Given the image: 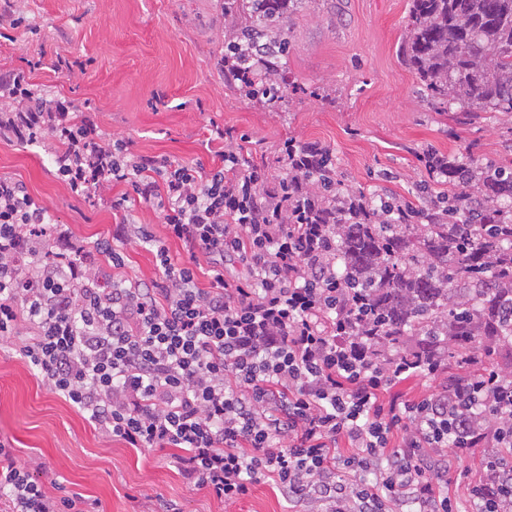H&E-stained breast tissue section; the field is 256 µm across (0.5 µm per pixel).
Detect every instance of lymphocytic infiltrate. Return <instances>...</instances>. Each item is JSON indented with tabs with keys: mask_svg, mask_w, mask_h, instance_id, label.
I'll use <instances>...</instances> for the list:
<instances>
[{
	"mask_svg": "<svg viewBox=\"0 0 512 512\" xmlns=\"http://www.w3.org/2000/svg\"><path fill=\"white\" fill-rule=\"evenodd\" d=\"M0 131L28 145L54 135L56 174L87 197L131 187L164 220L188 259L175 263L148 225L75 248L48 207L0 177V336L43 385L106 437L170 449L187 486L227 503L260 481L307 512H455L440 483L448 461L488 444L471 490L477 512H512L499 449L512 448V377L479 371L465 387L417 400H384L438 364L368 363L336 292V234L308 184L325 148L290 138V175L267 188L232 149L211 168L132 156L126 141L97 140L70 102L35 93L24 73L0 75ZM152 245V281L123 273L122 243ZM112 270V285L99 278ZM209 284L200 287L198 270ZM481 415H473V407ZM352 473L337 479V469ZM0 512H87L18 464L0 442Z\"/></svg>",
	"mask_w": 512,
	"mask_h": 512,
	"instance_id": "obj_1",
	"label": "lymphocytic infiltrate"
}]
</instances>
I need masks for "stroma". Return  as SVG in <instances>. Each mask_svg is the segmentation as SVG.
Segmentation results:
<instances>
[{
  "label": "stroma",
  "instance_id": "obj_1",
  "mask_svg": "<svg viewBox=\"0 0 512 512\" xmlns=\"http://www.w3.org/2000/svg\"><path fill=\"white\" fill-rule=\"evenodd\" d=\"M23 13L31 30L0 37V74L26 71L38 92L64 98L96 135L118 136L133 154L179 157L212 167L213 129L261 169L268 187L288 170L283 140L316 142L331 155L342 186L418 203L440 195L417 156L472 154L512 165V115L463 128L427 104L402 59L409 0H305L284 20L288 53L273 75L274 104L248 98L224 73V50L245 24L222 0H0ZM82 71L58 69V59ZM163 95L156 103L155 95ZM60 145L35 146L0 136V177L21 182L56 223L87 248L108 238L124 214L112 201L124 186L90 199L57 178ZM0 440L37 476L98 502L100 512H154L157 499L179 512H289L268 482L227 504L188 488L170 451H140L106 438L62 397L49 392L19 350L0 338ZM483 448L453 462L447 492L459 512H473L470 487Z\"/></svg>",
  "mask_w": 512,
  "mask_h": 512
}]
</instances>
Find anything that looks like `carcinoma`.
Here are the masks:
<instances>
[{"instance_id":"cac0c4a2","label":"carcinoma","mask_w":512,"mask_h":512,"mask_svg":"<svg viewBox=\"0 0 512 512\" xmlns=\"http://www.w3.org/2000/svg\"><path fill=\"white\" fill-rule=\"evenodd\" d=\"M247 14L238 42L268 50L272 67L288 51L276 36L302 0H233ZM403 56L423 97L448 106L457 123L480 112L512 114V0H410ZM444 205L418 206L345 190L330 158L319 164L328 223L336 229V287L356 299L349 324L365 337L367 361L435 358L463 370L465 386L480 368L512 358V168L481 167L468 154L452 158ZM366 211L353 218L341 199ZM404 208L410 224L382 219Z\"/></svg>"}]
</instances>
